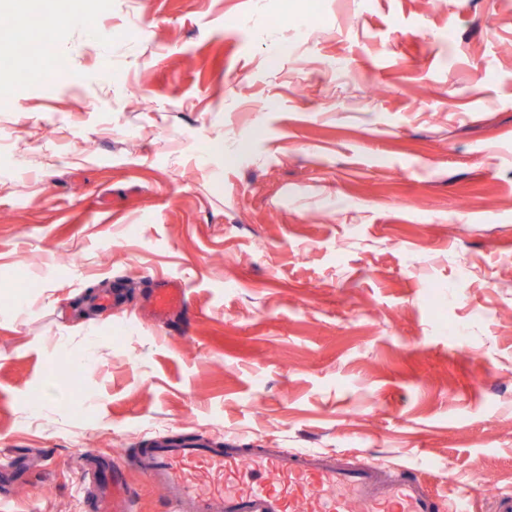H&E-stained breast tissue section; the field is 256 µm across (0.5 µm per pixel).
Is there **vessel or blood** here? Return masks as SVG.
<instances>
[{
    "label": "vessel or blood",
    "instance_id": "b4317fda",
    "mask_svg": "<svg viewBox=\"0 0 512 512\" xmlns=\"http://www.w3.org/2000/svg\"><path fill=\"white\" fill-rule=\"evenodd\" d=\"M186 294L182 282H161L149 293V315L173 321ZM81 464L101 477L88 512H134L124 459L87 450ZM137 468L164 490L166 512H471L468 485L445 504L410 469L391 473L372 460L351 463L321 451L222 450L158 437L139 450Z\"/></svg>",
    "mask_w": 512,
    "mask_h": 512
}]
</instances>
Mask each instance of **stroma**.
Segmentation results:
<instances>
[{"label":"stroma","instance_id":"1","mask_svg":"<svg viewBox=\"0 0 512 512\" xmlns=\"http://www.w3.org/2000/svg\"><path fill=\"white\" fill-rule=\"evenodd\" d=\"M45 4L52 77L0 0V512H82L79 452L160 435L412 467L497 512L512 0ZM165 278L187 307L158 326ZM187 286L179 281H162L152 288L148 297V313L157 322L167 324L184 310Z\"/></svg>","mask_w":512,"mask_h":512}]
</instances>
